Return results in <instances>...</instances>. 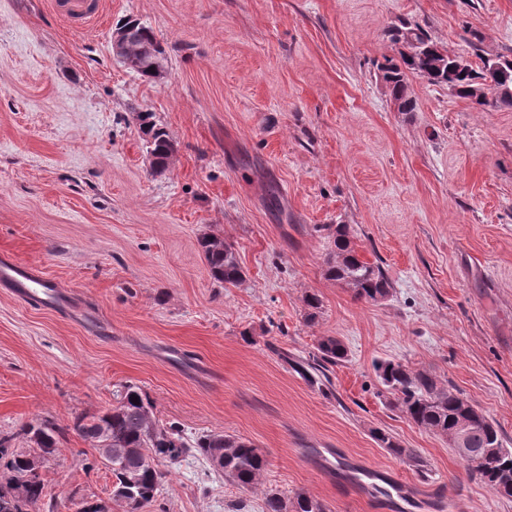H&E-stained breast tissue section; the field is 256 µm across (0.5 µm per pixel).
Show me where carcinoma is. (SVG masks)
Returning <instances> with one entry per match:
<instances>
[{"label":"carcinoma","instance_id":"cac0c4a2","mask_svg":"<svg viewBox=\"0 0 512 512\" xmlns=\"http://www.w3.org/2000/svg\"><path fill=\"white\" fill-rule=\"evenodd\" d=\"M121 22L132 29L130 48L139 57L135 72L143 78H156L166 68L167 58L153 29L131 16ZM412 50L403 53L400 62L380 66L382 79L391 96L400 103L401 111L411 112L413 100L407 98L408 76L418 74L438 84H446L461 98L479 106H512V93H494L504 84L512 86V70L505 73L493 67V61L483 60L480 70L471 64L463 69L456 66L457 56H451L434 44L419 27H406L396 34ZM140 128L148 129V153L156 162L167 167L176 152L168 133L153 121V114H137ZM316 231L327 232L330 250L325 260L324 275L348 288L358 300L378 303L389 296V282L378 265L358 256L351 246L349 228L345 224H323ZM200 246L211 277L236 287L244 281L233 245L214 236H204ZM318 354L302 366L311 374H326V365H334L347 357V349L335 336H322L317 344ZM375 372L389 404L408 421L441 437L453 436L459 425L468 423L470 447L476 450L466 467L468 475L486 485L494 494L512 499V448L506 447L500 429L463 394L453 387H444L440 379L426 372H415L394 360H381ZM138 402H132V397ZM153 401L140 387L128 384L111 409L91 416L81 415L73 420L71 430L85 440L97 443L100 456L112 449V497L125 504L126 512H136L156 501L163 476L159 465H177L187 456H200L209 462L211 470L233 481L242 489L252 488L259 480L266 459L251 441L229 434H201L193 441L185 440L183 429L175 424H158L152 418ZM24 435L33 444L29 453L11 451L12 437L0 436V468L7 472L0 483V512H29V508L44 498L45 485L41 475L31 471L40 459L53 453L59 444L60 431L49 424H28ZM380 447L403 462L420 464L411 448H405L392 434L375 431ZM266 512H326L325 506L304 494L288 500L277 492L265 498Z\"/></svg>","mask_w":512,"mask_h":512}]
</instances>
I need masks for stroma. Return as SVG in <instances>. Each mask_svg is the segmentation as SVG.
<instances>
[{"label":"stroma","mask_w":512,"mask_h":512,"mask_svg":"<svg viewBox=\"0 0 512 512\" xmlns=\"http://www.w3.org/2000/svg\"><path fill=\"white\" fill-rule=\"evenodd\" d=\"M126 16L155 31L160 77L113 59ZM404 23L473 67L512 60V0H101L79 31L52 0H0V253L96 316L78 323L0 288V434L26 452L25 425L67 431L30 512H125L109 467L68 427L127 384L186 437L240 436L268 461L245 490L188 459L142 512H265L271 489L328 512H388L346 484L347 464L397 473L414 512H512L447 439L378 395L375 361L433 372L512 446V107L412 74L415 108L397 111L378 66L399 59ZM140 112L177 145L163 171ZM322 224L349 226L387 299L324 277ZM204 235L233 244L239 286L210 277ZM323 336L348 352L326 386L297 368ZM378 429L423 468L389 455Z\"/></svg>","instance_id":"stroma-1"}]
</instances>
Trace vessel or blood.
<instances>
[{
  "label": "vessel or blood",
  "mask_w": 512,
  "mask_h": 512,
  "mask_svg": "<svg viewBox=\"0 0 512 512\" xmlns=\"http://www.w3.org/2000/svg\"><path fill=\"white\" fill-rule=\"evenodd\" d=\"M55 7L69 24L80 27L92 24L100 14V0H56ZM0 288L8 289L29 305L49 308L87 323L92 320L90 312L76 306L72 294L56 288L37 268L23 264L7 253L0 254ZM367 489L379 492L382 499L392 504L395 512H410L415 506L405 484L396 477L378 474Z\"/></svg>",
  "instance_id": "b4317fda"
}]
</instances>
